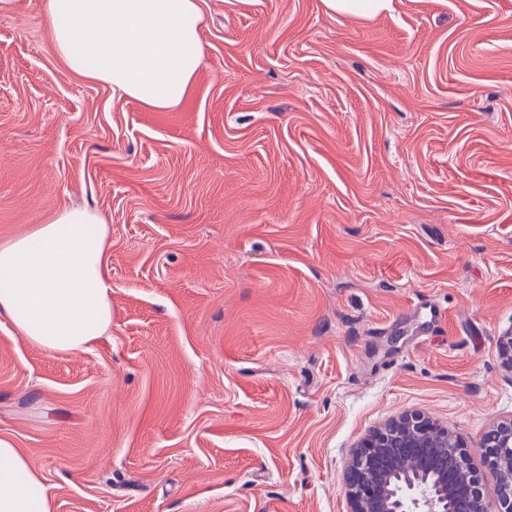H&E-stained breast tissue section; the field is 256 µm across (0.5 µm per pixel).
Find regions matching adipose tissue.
I'll use <instances>...</instances> for the list:
<instances>
[{"label": "adipose tissue", "instance_id": "ef3b65f1", "mask_svg": "<svg viewBox=\"0 0 512 512\" xmlns=\"http://www.w3.org/2000/svg\"><path fill=\"white\" fill-rule=\"evenodd\" d=\"M58 56L74 73L152 110L188 96L201 68L200 0H44ZM96 236H89V228ZM107 226L83 207L0 241V318L49 352L87 348L112 325ZM0 512H52L44 478L0 436Z\"/></svg>", "mask_w": 512, "mask_h": 512}]
</instances>
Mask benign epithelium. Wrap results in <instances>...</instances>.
<instances>
[{
  "mask_svg": "<svg viewBox=\"0 0 512 512\" xmlns=\"http://www.w3.org/2000/svg\"><path fill=\"white\" fill-rule=\"evenodd\" d=\"M399 432L413 448L438 442L440 447L448 449V454L460 458L461 467L453 482L441 475L430 485L427 479L417 475L397 487L388 482L364 480L367 470L381 465L383 449L391 445ZM482 453L488 459L489 468L480 477L461 442L448 429L420 413L403 412L360 443L348 466L345 493L354 503L355 512H448V500L460 490L467 494L471 512H512V420L497 425L491 439L483 445ZM484 478L492 480L498 488L494 508L489 507L480 493L479 485Z\"/></svg>",
  "mask_w": 512,
  "mask_h": 512,
  "instance_id": "obj_1",
  "label": "benign epithelium"
}]
</instances>
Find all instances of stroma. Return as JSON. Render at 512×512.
Returning a JSON list of instances; mask_svg holds the SVG:
<instances>
[{
  "label": "stroma",
  "instance_id": "35a3bbf8",
  "mask_svg": "<svg viewBox=\"0 0 512 512\" xmlns=\"http://www.w3.org/2000/svg\"><path fill=\"white\" fill-rule=\"evenodd\" d=\"M187 100L71 71L0 9V241L86 206L112 327L50 353L0 320V435L53 512H353L405 411L512 419V0H202ZM398 0H322L326 11L330 14L372 19L392 13Z\"/></svg>",
  "mask_w": 512,
  "mask_h": 512
}]
</instances>
